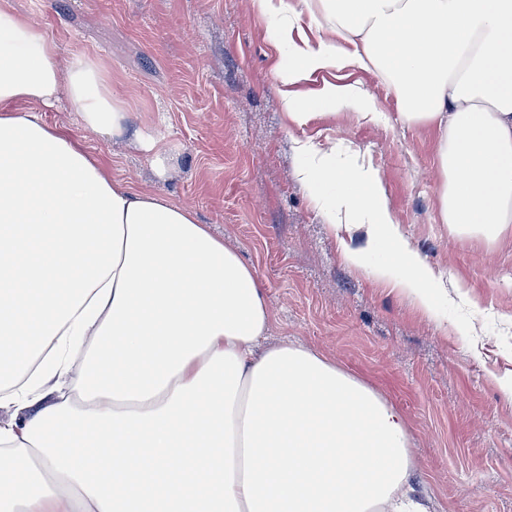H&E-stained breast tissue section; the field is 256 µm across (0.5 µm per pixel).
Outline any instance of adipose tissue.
Listing matches in <instances>:
<instances>
[{"label":"adipose tissue","instance_id":"obj_1","mask_svg":"<svg viewBox=\"0 0 512 512\" xmlns=\"http://www.w3.org/2000/svg\"><path fill=\"white\" fill-rule=\"evenodd\" d=\"M288 49L281 101H375L295 85L352 65L392 88L403 124L438 132L442 223L512 231V0H252ZM314 39L295 41L302 17ZM82 132L48 123L57 104ZM96 58H62L0 0V512H428L401 412L335 359L258 351L273 313L238 251L194 211L112 172L84 132L128 136ZM299 177L340 195L389 256L374 276L423 311L440 294L373 168L307 142Z\"/></svg>","mask_w":512,"mask_h":512}]
</instances>
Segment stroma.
<instances>
[{
    "label": "stroma",
    "mask_w": 512,
    "mask_h": 512,
    "mask_svg": "<svg viewBox=\"0 0 512 512\" xmlns=\"http://www.w3.org/2000/svg\"><path fill=\"white\" fill-rule=\"evenodd\" d=\"M63 55L102 59L134 128L169 153L90 134L93 152L137 189L192 208L238 249L276 323L266 344L298 343L372 384L403 414L413 479L433 512H512V234L495 243L439 218L437 133L399 122L380 77L321 70L306 89L354 83L377 104L305 126L279 95L284 51L251 0H12ZM334 141L341 159L378 170L388 207L434 270L445 298L426 314L372 266L386 255L366 226L337 230L298 179L305 142ZM361 252L349 264L345 249Z\"/></svg>",
    "instance_id": "1"
}]
</instances>
